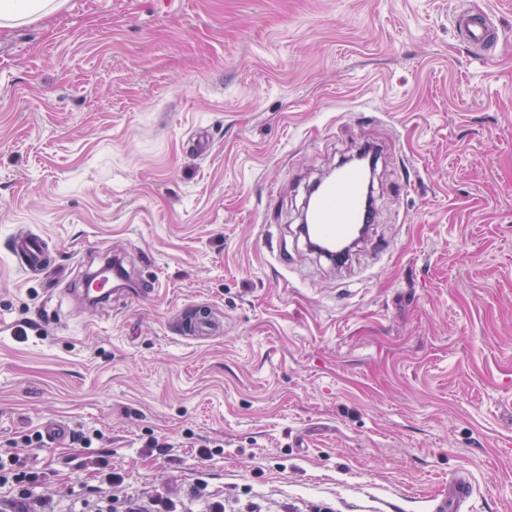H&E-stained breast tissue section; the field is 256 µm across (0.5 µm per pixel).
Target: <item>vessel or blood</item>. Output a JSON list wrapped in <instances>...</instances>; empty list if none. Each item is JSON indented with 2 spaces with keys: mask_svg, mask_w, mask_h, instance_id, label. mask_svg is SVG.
Listing matches in <instances>:
<instances>
[{
  "mask_svg": "<svg viewBox=\"0 0 512 512\" xmlns=\"http://www.w3.org/2000/svg\"><path fill=\"white\" fill-rule=\"evenodd\" d=\"M453 23L459 42L476 55L483 56L496 50L500 36L492 20L483 13L467 8H457ZM364 173L360 168L348 167L337 171L335 178L325 182L315 208L309 215L307 228L312 236L327 243L336 244L349 238L362 222ZM10 252L17 266L31 276H43L59 271L60 263L44 239L28 230H20L10 239ZM123 281L126 287L135 288L138 294H145L152 288L151 279H128L121 259L113 261L112 278L89 280L82 290L86 300H97L110 293L112 280ZM217 328L213 311L206 306L199 307L182 324L181 335L196 338L212 334ZM475 493L469 473L454 475L448 482V490L434 504L435 512H464L465 505Z\"/></svg>",
  "mask_w": 512,
  "mask_h": 512,
  "instance_id": "vessel-or-blood-1",
  "label": "vessel or blood"
}]
</instances>
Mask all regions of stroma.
<instances>
[{
  "label": "stroma",
  "mask_w": 512,
  "mask_h": 512,
  "mask_svg": "<svg viewBox=\"0 0 512 512\" xmlns=\"http://www.w3.org/2000/svg\"><path fill=\"white\" fill-rule=\"evenodd\" d=\"M469 3L492 57L458 0H64L0 28V449L59 512L104 497L103 457L119 495L202 482L227 512H431L462 470L473 512H512V0ZM362 141L375 219L336 268L299 213ZM20 225L64 275L14 265ZM117 244L158 292L81 306ZM203 303L223 335L181 337ZM48 420L67 444L24 447ZM453 23L459 42L478 56L489 54L501 45L498 29L486 14L459 7L453 14Z\"/></svg>",
  "instance_id": "1"
}]
</instances>
